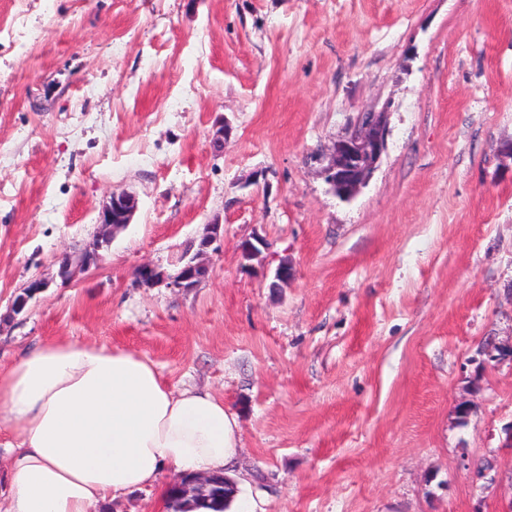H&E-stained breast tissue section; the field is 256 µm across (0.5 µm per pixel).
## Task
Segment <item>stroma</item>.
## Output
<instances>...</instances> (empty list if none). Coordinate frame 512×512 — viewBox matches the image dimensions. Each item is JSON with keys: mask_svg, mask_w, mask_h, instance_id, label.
<instances>
[{"mask_svg": "<svg viewBox=\"0 0 512 512\" xmlns=\"http://www.w3.org/2000/svg\"><path fill=\"white\" fill-rule=\"evenodd\" d=\"M383 109L342 200L318 156ZM511 143L512 0H0V365L89 339L209 389L241 510L512 512V361L478 357L512 342ZM123 191L132 223L62 285ZM216 218L208 280L139 285ZM50 282L42 278H35L24 287L23 293L17 295L10 306L9 312L4 318H13L20 314L26 307L28 300L35 294L49 287Z\"/></svg>", "mask_w": 512, "mask_h": 512, "instance_id": "35a3bbf8", "label": "stroma"}]
</instances>
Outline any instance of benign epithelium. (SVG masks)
<instances>
[{"label":"benign epithelium","mask_w":512,"mask_h":512,"mask_svg":"<svg viewBox=\"0 0 512 512\" xmlns=\"http://www.w3.org/2000/svg\"><path fill=\"white\" fill-rule=\"evenodd\" d=\"M388 127L386 113L363 112L352 130L335 141L329 152L321 156L326 161L323 174L330 190L338 197L349 200L357 190L371 178L377 162L386 148ZM137 211L136 198L127 193L112 194L102 208L98 223L104 228L91 244L74 259L65 254L58 258L57 276L61 283H69L76 268L98 265L112 243V233L124 229L132 222ZM224 239L223 225L214 220L206 225L200 237L196 253L182 256L179 267L172 275L153 265H142L137 269L136 280L147 287L164 284L169 288L189 290L206 281L212 272L207 261L209 251H217L216 244ZM49 287V281L36 278L26 284L23 293L17 295L10 306L7 317L20 314L28 300Z\"/></svg>","instance_id":"benign-epithelium-1"}]
</instances>
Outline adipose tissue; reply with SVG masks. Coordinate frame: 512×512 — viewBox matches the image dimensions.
<instances>
[{"label":"adipose tissue","instance_id":"adipose-tissue-1","mask_svg":"<svg viewBox=\"0 0 512 512\" xmlns=\"http://www.w3.org/2000/svg\"><path fill=\"white\" fill-rule=\"evenodd\" d=\"M0 447L12 478L4 512H104L163 471L230 473L237 416L213 392L173 390L135 351L44 341L0 368Z\"/></svg>","mask_w":512,"mask_h":512}]
</instances>
